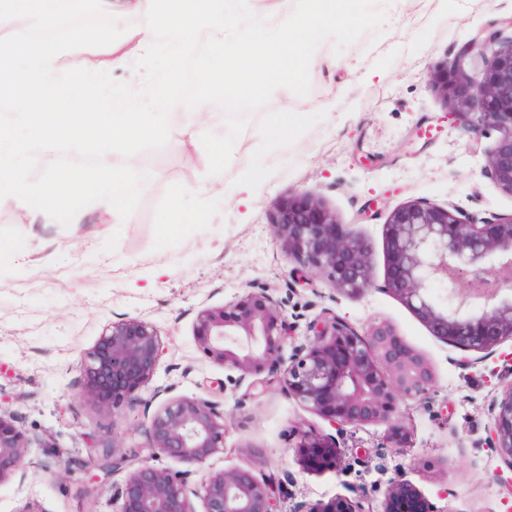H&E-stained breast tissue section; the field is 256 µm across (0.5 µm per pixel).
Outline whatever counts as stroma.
Here are the masks:
<instances>
[{"instance_id": "1", "label": "stroma", "mask_w": 512, "mask_h": 512, "mask_svg": "<svg viewBox=\"0 0 512 512\" xmlns=\"http://www.w3.org/2000/svg\"><path fill=\"white\" fill-rule=\"evenodd\" d=\"M386 13L378 39L362 37L341 55L325 41L310 64L311 91L300 98L277 90L237 139L224 173V193L210 192L208 157L196 152L204 132L222 134L226 116L215 105L187 124L172 115L162 148L138 153L150 173L129 220L113 223L92 203L82 221L62 227L49 216L23 218L20 204L0 206V412L13 415L32 437L21 471L0 484V512H118L116 473L81 495L76 460L98 446L134 451L138 460L178 469L153 456L144 429L165 400L196 396L224 415V450L194 467L192 489L212 472L235 468L287 480L279 512H309L339 495L363 494L382 512L390 479L404 475L435 512H512V468L488 448V406L512 384V342L473 367L462 353L431 335L408 307L382 288L387 273L383 225L397 207L417 201L452 206L479 221L512 213V194L483 175L494 136L470 138L445 118L429 81L430 67L454 60L482 28L512 35V0H376ZM112 14L124 33L123 67L108 47L92 48L95 70L141 87L135 61L143 50L140 16L115 0ZM298 116L287 146L282 116ZM288 194L319 199L339 223L351 225L372 250L375 286L359 297L334 296L323 274L293 281L271 224L275 201ZM180 196L188 219L170 225ZM264 288L287 315L312 319L329 310L356 329L384 321L402 342L424 355L436 385L400 402L409 441L395 447L385 426L335 433L343 449L338 470L310 473L288 448L297 426L324 433L330 425L279 388L254 395L228 383L223 367L206 359L193 336L197 313ZM137 317L153 324L165 353L138 402L100 412L83 402L82 362L113 322ZM224 384L211 390L212 382ZM447 460L451 469L439 468Z\"/></svg>"}]
</instances>
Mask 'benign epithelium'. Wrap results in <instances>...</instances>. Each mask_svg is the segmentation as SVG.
Masks as SVG:
<instances>
[{
	"label": "benign epithelium",
	"instance_id": "7a95c632",
	"mask_svg": "<svg viewBox=\"0 0 512 512\" xmlns=\"http://www.w3.org/2000/svg\"><path fill=\"white\" fill-rule=\"evenodd\" d=\"M483 61L480 81L463 66L469 56ZM431 80L448 118L477 138L496 133L485 172L512 194V37L479 33L464 43L456 60L435 66ZM272 224L288 261L327 274L339 296L361 295L373 285L371 247L335 214L308 195L277 201ZM388 272L383 290L427 323L442 342L478 354L483 361L512 341V214L479 222L454 207L410 202L394 209L383 224ZM436 281L444 294L430 288ZM297 321L266 289L248 291L229 306L207 307L195 319L198 349L212 363L239 372L248 389L278 384L311 413L341 429L367 424L387 427L398 447L408 439L398 423L399 403L429 393L436 384L430 362L405 346L385 322L360 332L343 318L324 313L306 323L307 343L284 355ZM163 355L157 330L135 317L112 323L82 364V398L101 411L139 399ZM488 446L512 466V386L489 404ZM153 454L188 466L186 470L134 463L133 455L103 450L93 460L108 479L127 471L118 489L119 512H277L286 480L247 469L210 474L201 491L189 488V467L224 451V414L214 402L180 396L153 414L144 430ZM289 448L308 472L336 469L341 447L331 434L290 430ZM29 439L11 416L0 414V483L22 469ZM310 512H368L364 499L337 496ZM382 512H432V506L400 475L386 490Z\"/></svg>",
	"mask_w": 512,
	"mask_h": 512
}]
</instances>
